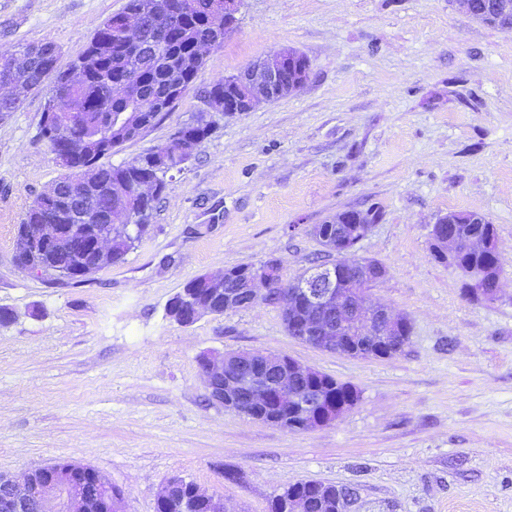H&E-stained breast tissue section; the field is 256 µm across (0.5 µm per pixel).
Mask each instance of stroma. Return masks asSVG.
Listing matches in <instances>:
<instances>
[{"mask_svg":"<svg viewBox=\"0 0 512 512\" xmlns=\"http://www.w3.org/2000/svg\"><path fill=\"white\" fill-rule=\"evenodd\" d=\"M127 0H0V49L50 42L59 68ZM290 48L310 66L294 93L217 128L169 178L126 259L74 284L22 270L19 224L60 175L40 134L45 95L0 120V473L67 460L122 492V512H155L178 474L227 512H269L298 481L356 487L350 512H512V31L458 0H242L192 87L118 165L171 144L208 111L206 92ZM379 206L356 258L386 276L368 297L412 325L392 358L323 351L290 337L260 303L189 326L166 313L191 279L277 260L285 281L320 253L312 225ZM451 211L494 224L493 300L475 302L432 259ZM285 354L352 385L334 423L288 431L209 399L198 358Z\"/></svg>","mask_w":512,"mask_h":512,"instance_id":"1","label":"stroma"}]
</instances>
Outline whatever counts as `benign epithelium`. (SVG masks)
I'll return each instance as SVG.
<instances>
[{"label": "benign epithelium", "instance_id": "benign-epithelium-1", "mask_svg": "<svg viewBox=\"0 0 512 512\" xmlns=\"http://www.w3.org/2000/svg\"><path fill=\"white\" fill-rule=\"evenodd\" d=\"M240 7L241 0H224V30L235 25ZM286 67L288 55L284 51L235 74L240 92L224 93V115L249 112L262 101L271 102L288 96L306 82L308 68H297L287 79ZM112 120L121 121V126L131 134L143 122L140 113L127 115L118 112L112 115ZM454 226L455 223L440 219L431 230L436 249L452 264L456 263L459 252ZM111 229L110 224H36L23 234L16 250L17 263H22L24 252L73 254L79 250L81 263L68 271L69 276L77 278L106 257L105 244L110 242ZM371 229L372 224L364 221L359 229L347 230L342 226V216H337L336 237L340 240L337 255L351 253ZM347 265L349 262L338 260L334 264L313 268L295 285V289L306 298L309 309L301 323H290L295 339L306 342L311 338L322 349L346 355L349 350L337 346L343 332L364 347L384 345L405 335L406 319L393 317L386 308L371 303L367 293L341 281V270ZM466 282L468 294L475 300L497 291L498 278L482 271H466ZM203 284L207 288L208 303L201 306L194 302L179 311L175 315L179 324L191 325L205 313L220 316L231 308L243 309L269 296L275 288L271 281L255 273L242 277L240 284H227L222 276H207ZM237 364L239 360L224 354H207L199 358L200 370L212 401L246 415L249 414V405L261 407L273 401L297 412L301 421L314 420L320 426L333 423L345 412V405L330 401L317 415H312L309 408L323 403V396L319 392L297 389L312 369L291 358L282 359L274 366L276 379L273 383L261 372L241 376ZM94 473L92 467L75 460L32 470L21 484L0 473V512H120L121 496L112 492L104 476L96 477ZM181 488V478L172 476L165 480L156 508L163 512L183 508L185 499ZM192 497L205 502L208 512H225L222 498L208 495L198 486L192 489Z\"/></svg>", "mask_w": 512, "mask_h": 512}]
</instances>
